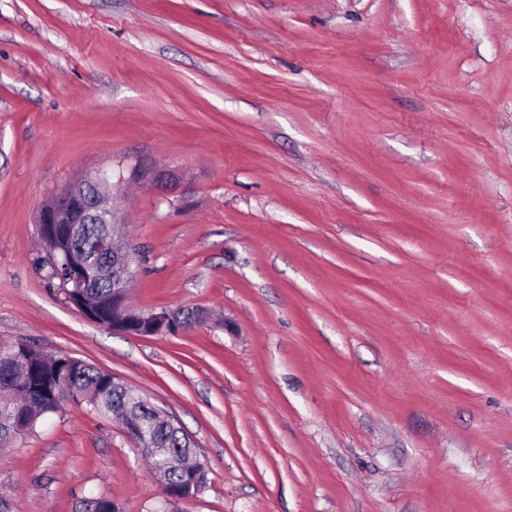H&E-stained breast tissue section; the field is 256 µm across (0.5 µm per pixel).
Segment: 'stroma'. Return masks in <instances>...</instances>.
I'll list each match as a JSON object with an SVG mask.
<instances>
[{
	"mask_svg": "<svg viewBox=\"0 0 512 512\" xmlns=\"http://www.w3.org/2000/svg\"><path fill=\"white\" fill-rule=\"evenodd\" d=\"M129 179L130 336L50 287L35 216ZM0 342L165 409L184 512H512V0H0ZM158 512L121 425L65 405L5 512Z\"/></svg>",
	"mask_w": 512,
	"mask_h": 512,
	"instance_id": "35a3bbf8",
	"label": "stroma"
}]
</instances>
